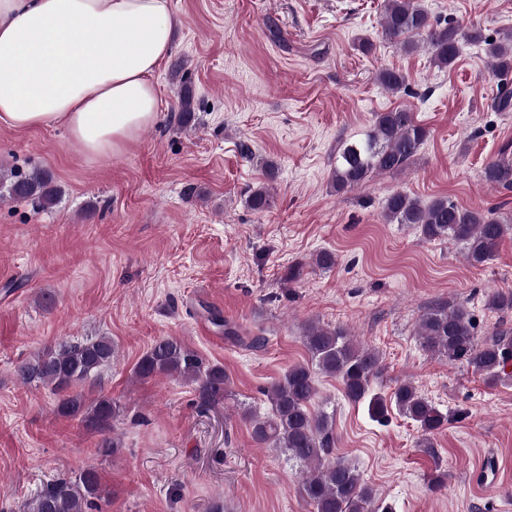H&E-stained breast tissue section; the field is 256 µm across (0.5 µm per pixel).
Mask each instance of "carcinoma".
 <instances>
[{"instance_id":"carcinoma-1","label":"carcinoma","mask_w":512,"mask_h":512,"mask_svg":"<svg viewBox=\"0 0 512 512\" xmlns=\"http://www.w3.org/2000/svg\"><path fill=\"white\" fill-rule=\"evenodd\" d=\"M381 28L383 39L406 52L426 48L439 69L453 68L462 43L482 44L495 75L503 80L512 75V34L506 32L503 39L490 41L478 28L464 32L449 22L442 24L431 19L419 0H386ZM171 75L177 84V125L186 128L193 120V94L184 62L175 61ZM377 82L393 93L406 89L405 76L390 68L378 71ZM428 135V129L407 109L374 113L364 138L341 142L333 172L334 191L346 193L375 174L403 170ZM483 178L493 188L511 190L512 153L504 149L488 162ZM59 199L60 189L46 170H0L1 201L26 202L48 210ZM271 201L264 186L253 189L248 196L251 209L257 212L270 208ZM383 218L387 224L416 226L426 240L461 245L465 259L474 266L489 263L499 242L512 232V222L491 210L461 208L446 197L424 203L399 191L386 198ZM488 306L499 312L512 311V292L492 293ZM417 336L425 351L446 357L450 363L464 362L491 384L506 375L512 361V332L497 329L491 336L478 339L470 311L462 302L428 308L418 321ZM303 343L310 363L289 367L263 390L266 413L244 412L252 436L258 444L301 465L299 491L313 512H376L374 490L354 466L332 457L336 445L333 418L323 411L312 412L310 405L318 393L317 375L324 374L341 381L350 401L366 404L371 418L386 419V400L371 390L382 367L380 356L354 341L341 327L311 323L305 329ZM114 356L112 339L96 336L43 349L16 366L15 374L25 385L42 384L60 395L56 413L78 416L86 428L103 434L99 452L110 455L119 448V440L107 433L115 431L121 404L105 394L88 400L75 388L110 366ZM133 375L140 380L180 377L195 385L198 401L204 407L224 402L227 392L224 367L206 363L194 349L172 336L155 340L136 363ZM391 403L421 430L422 447H431L430 437L443 427L446 415L410 384L399 386ZM103 493L100 474L90 465L73 477H57L42 484L25 502L23 512H97Z\"/></svg>"}]
</instances>
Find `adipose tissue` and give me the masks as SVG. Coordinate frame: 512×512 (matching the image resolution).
I'll use <instances>...</instances> for the list:
<instances>
[{"instance_id":"ef3b65f1","label":"adipose tissue","mask_w":512,"mask_h":512,"mask_svg":"<svg viewBox=\"0 0 512 512\" xmlns=\"http://www.w3.org/2000/svg\"><path fill=\"white\" fill-rule=\"evenodd\" d=\"M175 24L171 0H0V124L123 152L158 120Z\"/></svg>"}]
</instances>
